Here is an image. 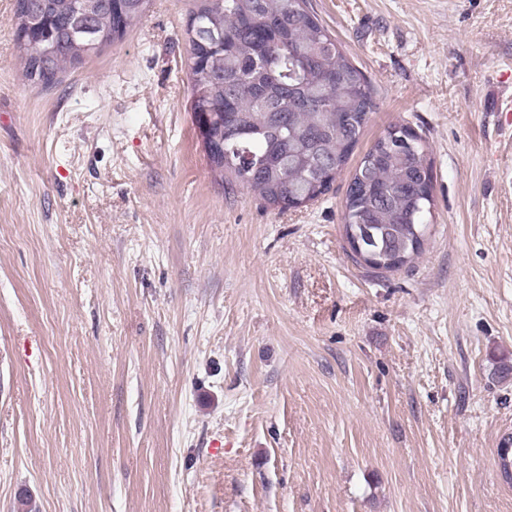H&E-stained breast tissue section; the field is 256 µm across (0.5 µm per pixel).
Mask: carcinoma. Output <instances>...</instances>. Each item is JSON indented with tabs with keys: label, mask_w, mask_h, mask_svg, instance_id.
<instances>
[{
	"label": "carcinoma",
	"mask_w": 512,
	"mask_h": 512,
	"mask_svg": "<svg viewBox=\"0 0 512 512\" xmlns=\"http://www.w3.org/2000/svg\"><path fill=\"white\" fill-rule=\"evenodd\" d=\"M184 30L191 109L212 117L211 172L269 207L325 195L375 112L374 89L309 0H195ZM150 0H14L24 76L54 85L67 69L122 41ZM432 164L422 137L400 146L387 129L352 173L345 230L354 261L393 272L423 250L434 206Z\"/></svg>",
	"instance_id": "1"
}]
</instances>
